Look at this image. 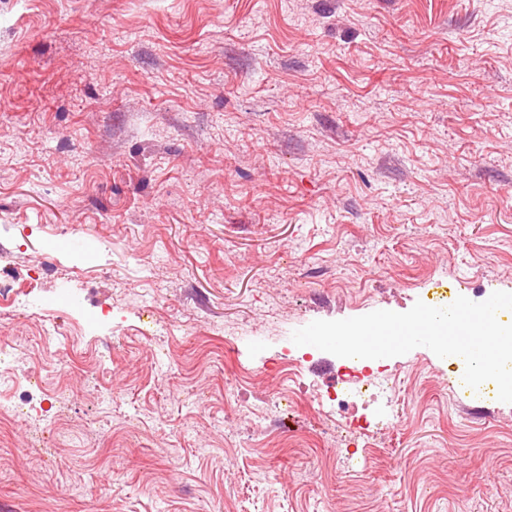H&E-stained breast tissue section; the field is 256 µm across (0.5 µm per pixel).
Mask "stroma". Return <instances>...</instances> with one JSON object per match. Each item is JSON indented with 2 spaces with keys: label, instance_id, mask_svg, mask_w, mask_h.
Here are the masks:
<instances>
[{
  "label": "stroma",
  "instance_id": "stroma-1",
  "mask_svg": "<svg viewBox=\"0 0 512 512\" xmlns=\"http://www.w3.org/2000/svg\"><path fill=\"white\" fill-rule=\"evenodd\" d=\"M0 266L49 388L5 512H512L462 366L389 358L371 448L319 433L336 356L278 373L312 321L512 292V0H0Z\"/></svg>",
  "mask_w": 512,
  "mask_h": 512
}]
</instances>
